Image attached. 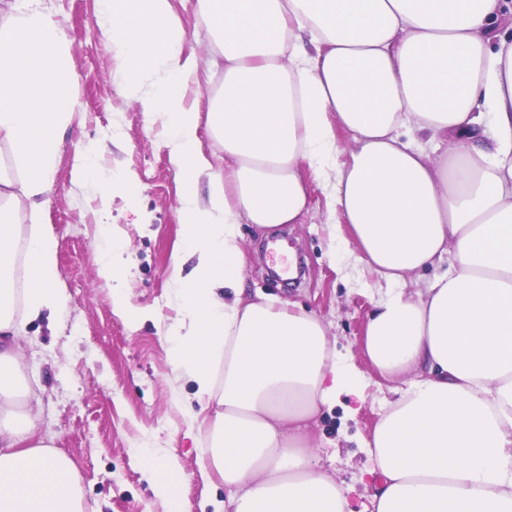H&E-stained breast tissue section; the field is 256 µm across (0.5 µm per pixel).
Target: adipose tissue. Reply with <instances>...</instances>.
<instances>
[{
    "label": "adipose tissue",
    "mask_w": 512,
    "mask_h": 512,
    "mask_svg": "<svg viewBox=\"0 0 512 512\" xmlns=\"http://www.w3.org/2000/svg\"><path fill=\"white\" fill-rule=\"evenodd\" d=\"M197 3L224 61L204 115L188 100L196 64L171 0H97L96 19L182 178L183 247L169 265L182 317L167 343L210 415L202 464L227 491L213 512H348L307 427L366 377L314 313L242 296L240 224L301 223L311 178L352 231L345 253L388 285L364 353L380 376L410 378L366 443L374 512H512V41L491 26L504 0ZM75 86L43 0H0V512H84L73 463L32 443L38 412L15 404L13 352L25 322L68 304L45 215ZM205 128L220 152L205 151ZM411 129L468 147L434 156L404 141ZM74 174L95 187L103 224L114 191L135 189L91 148ZM126 251L104 234L96 264L113 312L132 318ZM448 253L450 273L406 292ZM145 470L166 512H182L178 462Z\"/></svg>",
    "instance_id": "1"
}]
</instances>
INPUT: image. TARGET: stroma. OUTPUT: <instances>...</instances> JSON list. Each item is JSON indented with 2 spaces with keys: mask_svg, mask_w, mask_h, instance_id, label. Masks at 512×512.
<instances>
[{
  "mask_svg": "<svg viewBox=\"0 0 512 512\" xmlns=\"http://www.w3.org/2000/svg\"><path fill=\"white\" fill-rule=\"evenodd\" d=\"M194 49L199 83L190 98L208 111L224 81L211 66V41L196 0H172ZM70 43L77 106L63 136L46 220L58 241L60 286L69 299L54 321L26 323L15 344L23 386L39 399L37 436L68 456L80 477L86 512H165L142 477L135 448L177 459L187 475L181 486L183 512H201L223 498L215 471L201 473L208 432L193 428V386L177 378L166 337L180 316L177 285L168 271L182 245L180 179L169 161L162 124H148L124 85L119 63L96 23V0H45ZM122 131L121 142L112 134ZM102 148L105 171H127L135 194L112 195L114 233L128 243L132 304L143 317L133 322L112 311L111 290L97 275L96 246L102 235L99 199L76 182L75 155L87 144ZM309 211L302 223L266 233L241 227L246 253L244 298L256 294L293 303L318 315L368 370L362 345L368 317L385 282L367 266L334 255L328 226L331 202L309 182ZM404 378L372 376L363 400L344 398L309 424L322 465L342 482L352 512H371L370 439Z\"/></svg>",
  "mask_w": 512,
  "mask_h": 512,
  "instance_id": "obj_1",
  "label": "stroma"
}]
</instances>
